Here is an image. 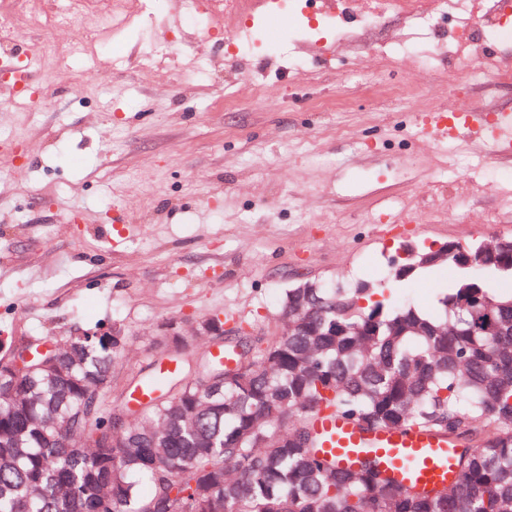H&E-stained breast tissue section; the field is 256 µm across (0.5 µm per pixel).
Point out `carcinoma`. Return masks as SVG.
<instances>
[{
  "label": "carcinoma",
  "instance_id": "1",
  "mask_svg": "<svg viewBox=\"0 0 512 512\" xmlns=\"http://www.w3.org/2000/svg\"><path fill=\"white\" fill-rule=\"evenodd\" d=\"M481 249L435 263L419 249L381 284L298 282L279 329L245 333L235 367L184 341L109 403L125 341L70 337L71 351L0 381V512H512V290L461 266ZM443 265L461 274L433 310L385 297ZM483 271L512 281V249ZM327 409L453 440L460 479L405 490L375 461L338 467L316 444Z\"/></svg>",
  "mask_w": 512,
  "mask_h": 512
}]
</instances>
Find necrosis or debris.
I'll list each match as a JSON object with an SVG mask.
<instances>
[{"label": "necrosis or debris", "instance_id": "obj_1", "mask_svg": "<svg viewBox=\"0 0 512 512\" xmlns=\"http://www.w3.org/2000/svg\"><path fill=\"white\" fill-rule=\"evenodd\" d=\"M482 2L474 11L468 8L469 0H264V7L273 15L295 17L299 29L313 42L331 41L339 46L349 43L355 30L393 16L423 31L432 20L442 18L448 22V41L429 48L427 65L448 69L476 85L512 84V65L505 62L512 50V0ZM182 8L188 26L203 40L222 35L225 63L259 51L254 38L257 17L249 0H182ZM18 14L24 29L41 32L69 26L73 16L69 0H51L46 11L26 9L23 0H16L13 8L0 11V18L10 21ZM132 22L123 5L112 0L108 10L85 17L79 28L80 46L92 48L114 26L127 27Z\"/></svg>", "mask_w": 512, "mask_h": 512}]
</instances>
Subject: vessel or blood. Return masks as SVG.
<instances>
[{"label":"vessel or blood","mask_w":512,"mask_h":512,"mask_svg":"<svg viewBox=\"0 0 512 512\" xmlns=\"http://www.w3.org/2000/svg\"><path fill=\"white\" fill-rule=\"evenodd\" d=\"M435 141L472 135L485 138L493 153L512 151V126H486L482 114H471L459 125L442 113L432 114L422 127ZM317 429L326 454L339 467L354 466L363 456L379 461L382 469L407 488L432 489L452 484L459 474L455 467L457 449L453 442L416 429L365 430L357 421L340 416L321 417Z\"/></svg>","instance_id":"obj_1"}]
</instances>
